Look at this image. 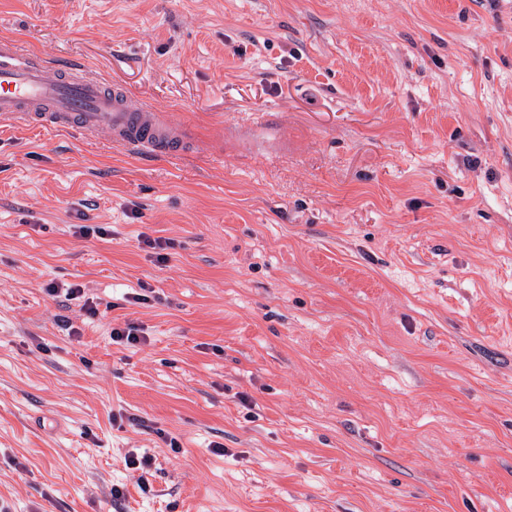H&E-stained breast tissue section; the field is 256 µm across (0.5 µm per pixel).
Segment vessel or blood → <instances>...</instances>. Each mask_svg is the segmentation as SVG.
Masks as SVG:
<instances>
[{"label":"vessel or blood","instance_id":"1","mask_svg":"<svg viewBox=\"0 0 512 512\" xmlns=\"http://www.w3.org/2000/svg\"><path fill=\"white\" fill-rule=\"evenodd\" d=\"M97 134L137 153L169 155L189 141L185 128L134 104L121 81L76 63H52L0 38V127Z\"/></svg>","mask_w":512,"mask_h":512}]
</instances>
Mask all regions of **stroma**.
Wrapping results in <instances>:
<instances>
[{"label": "stroma", "instance_id": "stroma-1", "mask_svg": "<svg viewBox=\"0 0 512 512\" xmlns=\"http://www.w3.org/2000/svg\"><path fill=\"white\" fill-rule=\"evenodd\" d=\"M0 36L191 138L0 129V512H512V0H0Z\"/></svg>", "mask_w": 512, "mask_h": 512}]
</instances>
